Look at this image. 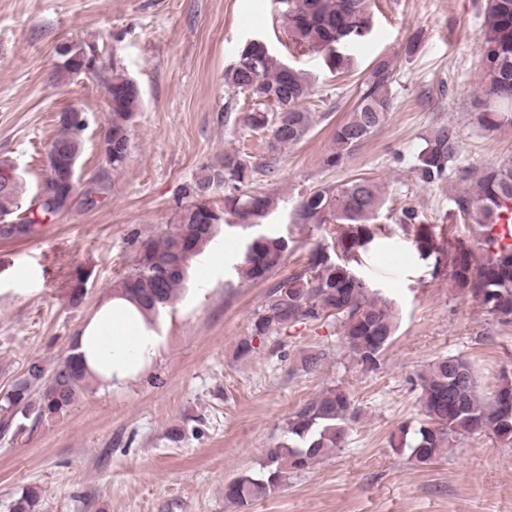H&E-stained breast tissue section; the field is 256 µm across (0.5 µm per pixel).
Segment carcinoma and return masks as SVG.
<instances>
[{
    "label": "carcinoma",
    "mask_w": 512,
    "mask_h": 512,
    "mask_svg": "<svg viewBox=\"0 0 512 512\" xmlns=\"http://www.w3.org/2000/svg\"><path fill=\"white\" fill-rule=\"evenodd\" d=\"M285 30L298 47L326 51L329 70L344 74L352 67L343 52L348 45L369 35L373 26V0H283ZM481 55L484 96L476 100L477 122L488 130L512 126V0H486ZM393 67L380 60L358 91L346 119L336 126L333 145L323 158L328 169L344 166L353 152L383 125L392 107L390 85ZM225 82L238 94L253 101L243 122L255 132H269L268 154L301 143L312 128V113L304 106L310 95L306 74L287 63L262 43H246L236 62L224 74ZM140 107V93L123 97L108 115L107 139L112 143L108 169H123L129 155V125ZM414 172L424 184L440 186L451 178L460 151V134L453 126L440 125L425 138ZM78 158L84 149L83 134L61 123L54 139ZM268 167L252 162L238 152L210 166L182 189L184 197L200 199L224 189V205L215 206V222L201 224L192 204L180 208L175 229L142 242L133 266L113 291L137 302L150 316L158 318L175 304L186 289L191 262L215 240L227 217L235 216L252 226H261L274 200L245 187ZM69 172L57 170L53 194L33 196L23 206V184L0 177V215L14 220L0 228V238L33 234L72 205L63 182ZM465 186L449 197L448 219L476 227L481 245L475 255L466 241L450 238L437 241L433 225L422 220L417 210L405 208L399 223L413 231L417 253L424 261L448 258V275L457 294L479 299L486 313L501 324L512 323V243L493 235L500 218L512 225V157L480 171H462ZM385 207L380 186L368 177H356L338 185L309 189L296 212L299 224H335L340 255L331 258L322 250L310 255L309 270L279 280L270 290L252 322L251 339L239 348L243 355L254 350L253 339L317 321L329 312L340 325L344 346L353 364L367 371L378 368L381 357L397 331L391 302L372 284L355 275L352 263L366 252L378 234L375 224ZM283 236L256 232L245 246L242 277L253 282L267 280L288 254ZM358 282L351 283L352 276ZM90 376L76 356L69 353L52 369L39 361L29 364L23 377L0 397V434L16 438L27 425L66 414L88 385ZM421 388V419L413 427H402L393 435V447L410 452L419 464H429L448 452L451 440L466 434L490 432L512 443V379L502 383L492 397L477 391L472 366L457 356L439 357L418 375ZM354 418L349 392L342 386L325 388L314 400L288 417L286 436L267 452L262 470L230 481L225 498L243 508L274 493L288 478L308 469L319 459L333 454L345 441ZM40 494L26 487L15 499L11 512H38Z\"/></svg>",
    "instance_id": "carcinoma-1"
}]
</instances>
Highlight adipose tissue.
Listing matches in <instances>:
<instances>
[{
	"label": "adipose tissue",
	"instance_id": "obj_1",
	"mask_svg": "<svg viewBox=\"0 0 512 512\" xmlns=\"http://www.w3.org/2000/svg\"><path fill=\"white\" fill-rule=\"evenodd\" d=\"M161 344L157 325L134 301L118 294L102 300L72 341L86 372L116 388L153 364Z\"/></svg>",
	"mask_w": 512,
	"mask_h": 512
}]
</instances>
